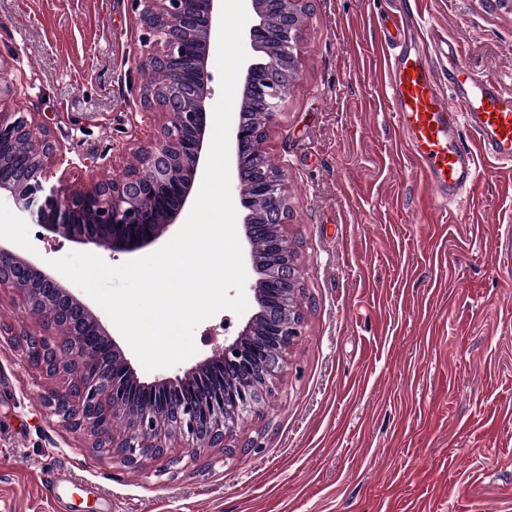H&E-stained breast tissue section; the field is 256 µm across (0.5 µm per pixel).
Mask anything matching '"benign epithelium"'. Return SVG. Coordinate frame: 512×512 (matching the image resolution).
Masks as SVG:
<instances>
[{"label":"benign epithelium","mask_w":512,"mask_h":512,"mask_svg":"<svg viewBox=\"0 0 512 512\" xmlns=\"http://www.w3.org/2000/svg\"><path fill=\"white\" fill-rule=\"evenodd\" d=\"M220 0H133L142 27L147 32V67L160 66L172 77L161 98L150 94L145 84L143 98L150 109L160 110L166 118L160 135L150 146L135 152L134 167H145L150 176L144 181L131 180L129 185L110 189L95 182L83 189L47 188L44 171L55 154L49 127L36 115L27 112L0 113V197L11 199L19 210L29 213L46 231L94 243L114 253L133 251L153 244L173 224L186 207L193 181L206 158V131L209 92L207 71L212 28ZM254 21L246 31L251 48L265 56V61L251 63L244 74L243 96L251 93L273 121L285 100L274 59L281 52H292L298 46L299 23L288 20L281 29L268 26V11L277 0H248ZM21 137L36 145L37 155L24 165L12 159L7 146ZM267 128L255 130L239 120L229 131V146L238 185L249 184L253 193L265 198V222L274 225L278 238L273 247L292 253L281 235L288 218V195L285 174L278 168L255 163L266 156ZM260 226L246 216L244 233L249 244L252 269L258 278L249 284L256 307L238 335L224 339V348L211 358L185 370L183 378L191 379L212 362L224 363V388L204 391V403L177 406L160 404L154 396L168 387L165 379L141 382L118 342L104 329L94 311L55 276L44 271L35 261L23 256L12 246L0 243V288L22 293L26 307L40 309L41 330L16 333L0 324V334L12 337L21 353V361L29 366L38 353L52 357L53 365H41L46 377L52 366L69 360L80 361L87 349L83 339L86 328L103 337L112 347V371H87L79 385V396H66L54 386L42 387L41 398L46 411L76 432L86 431L94 423L108 421L99 405L110 399L121 402L130 388L141 386L153 395L142 402L134 430L112 436L106 453L123 465L143 468L163 461V472L175 475L184 457H195L197 434L203 421L219 428L225 436L233 425L224 423V413L242 418L250 414L261 397L256 376L273 377L282 368V356L267 353L264 343L253 339L259 318L266 319L270 335L289 347L300 336L301 322L280 323V317L269 313L268 299L300 286V272L295 259L276 269L267 270L256 258L255 237ZM176 412L178 432L185 441L182 453L169 452L165 439L171 429L158 417L157 409Z\"/></svg>","instance_id":"obj_1"}]
</instances>
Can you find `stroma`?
<instances>
[{
	"label": "stroma",
	"instance_id": "stroma-1",
	"mask_svg": "<svg viewBox=\"0 0 512 512\" xmlns=\"http://www.w3.org/2000/svg\"><path fill=\"white\" fill-rule=\"evenodd\" d=\"M428 28L459 63L512 93V11L493 0H422ZM376 0H313L299 72L265 143L287 179L282 232L301 270V334L256 410L224 446L177 478L93 454L44 409L42 375L0 335V512H55L44 479L62 473L70 512H512V266L499 222L512 168L482 157L454 213L432 206L389 112ZM143 28L132 0H0L1 109L35 112L56 152L50 183L122 176L164 118L144 107ZM6 239L40 263L85 251L0 201ZM246 315L194 330L196 353L141 381L183 374L218 353ZM262 453L225 459L245 440Z\"/></svg>",
	"mask_w": 512,
	"mask_h": 512
}]
</instances>
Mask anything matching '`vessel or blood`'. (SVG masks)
I'll return each instance as SVG.
<instances>
[{
    "label": "vessel or blood",
    "mask_w": 512,
    "mask_h": 512,
    "mask_svg": "<svg viewBox=\"0 0 512 512\" xmlns=\"http://www.w3.org/2000/svg\"><path fill=\"white\" fill-rule=\"evenodd\" d=\"M405 4L408 39L390 49L387 59L392 116L433 190L432 203H458L478 182L479 157L512 163V95L497 81L476 78L457 66L454 41L426 47L419 0ZM438 58L453 64V76L444 89L434 65ZM467 131L472 140L464 139Z\"/></svg>",
    "instance_id": "b4317fda"
}]
</instances>
